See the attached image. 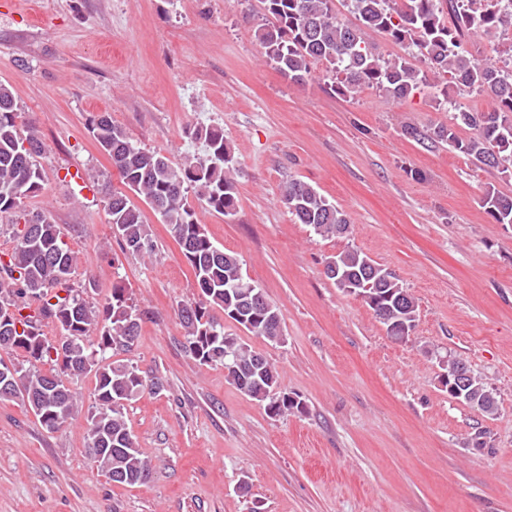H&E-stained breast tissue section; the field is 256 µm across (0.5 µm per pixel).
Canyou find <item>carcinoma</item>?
<instances>
[{
	"mask_svg": "<svg viewBox=\"0 0 512 512\" xmlns=\"http://www.w3.org/2000/svg\"><path fill=\"white\" fill-rule=\"evenodd\" d=\"M263 6L258 39L267 62L294 83H302L319 62L339 96L373 88L406 99L427 82V75L403 58H386L365 41L368 30L406 43L430 65V71L450 78L463 92L485 95V112H471L437 93V103L452 111V122L433 134L415 127L405 133L417 141H445L468 159L512 174V78L492 58L469 52L463 45L471 32L494 38L512 31V8L501 0H345L358 18L349 25L338 18L335 0H260ZM20 112L11 88L0 83V224L13 240L0 253V350L23 353L25 363L0 361V399L16 398L49 431L74 420L83 406L68 381L92 372L94 402L88 407L87 454L94 467L115 484L133 486L149 480L153 466L137 448L128 428L125 402L145 387L137 367L106 362L110 351H127L140 330V313L129 288L112 283L102 302L89 300L93 282L77 284L73 277L77 254L63 239L46 210L29 211L25 200L44 190V171L38 158L46 153L37 127L19 122ZM89 132L99 149L119 171L127 191L116 190L105 208L121 250L148 256L153 250L151 227L131 204L127 192L143 198L167 224L191 267L199 290L193 301L177 303L186 351L201 365L224 366L227 381L250 398L266 404L268 413H302L301 400L278 387L273 364L260 351L224 331L229 319L250 334L272 343L284 341L281 310L263 289L244 277L240 260L214 245L188 203L192 191L208 209L232 218L237 214L235 161L224 140V128L200 124L188 137L201 145L179 163L138 146L107 112L89 119ZM468 130L466 137L458 131ZM282 203L300 224L322 238L346 237L348 216L310 184L288 181ZM482 206L499 224H512V196L492 189ZM326 278L336 287L362 289L359 294L395 340L415 328L418 305L398 275L349 247L327 259ZM53 324L59 336L42 331ZM51 365L45 372L43 365ZM452 397L472 405L485 416L497 414L487 386L471 376Z\"/></svg>",
	"mask_w": 512,
	"mask_h": 512,
	"instance_id": "cac0c4a2",
	"label": "carcinoma"
}]
</instances>
